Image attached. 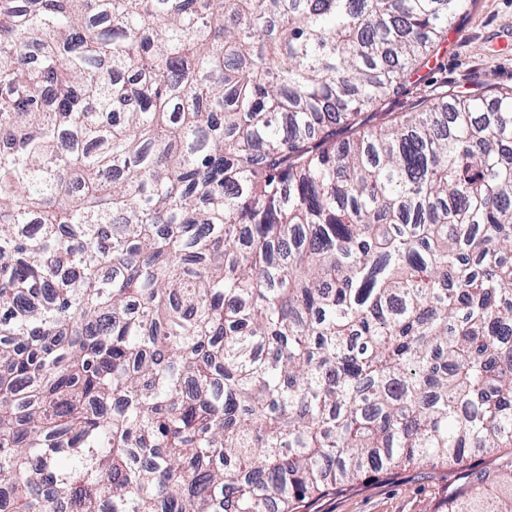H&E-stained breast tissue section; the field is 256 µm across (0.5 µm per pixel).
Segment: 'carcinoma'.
Segmentation results:
<instances>
[{
  "label": "carcinoma",
  "mask_w": 512,
  "mask_h": 512,
  "mask_svg": "<svg viewBox=\"0 0 512 512\" xmlns=\"http://www.w3.org/2000/svg\"><path fill=\"white\" fill-rule=\"evenodd\" d=\"M470 2L0 0V512H512V87L384 110ZM453 474L448 467L399 471L395 476H366L349 491L310 499L302 512H434L448 498Z\"/></svg>",
  "instance_id": "carcinoma-1"
}]
</instances>
